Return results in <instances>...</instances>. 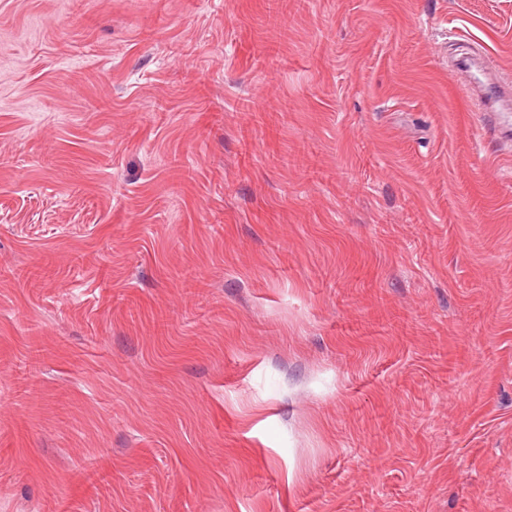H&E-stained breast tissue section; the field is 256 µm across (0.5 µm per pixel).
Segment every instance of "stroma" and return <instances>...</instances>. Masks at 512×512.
Instances as JSON below:
<instances>
[{
    "label": "stroma",
    "instance_id": "35a3bbf8",
    "mask_svg": "<svg viewBox=\"0 0 512 512\" xmlns=\"http://www.w3.org/2000/svg\"><path fill=\"white\" fill-rule=\"evenodd\" d=\"M512 0H0V512H512ZM472 85L480 89L484 99V112H490L492 115H500L497 112H511L510 95L508 98L500 83L494 77L490 82L484 83L475 78L470 79Z\"/></svg>",
    "mask_w": 512,
    "mask_h": 512
}]
</instances>
